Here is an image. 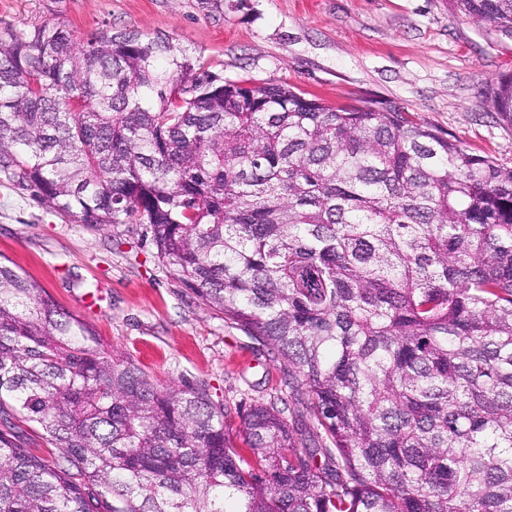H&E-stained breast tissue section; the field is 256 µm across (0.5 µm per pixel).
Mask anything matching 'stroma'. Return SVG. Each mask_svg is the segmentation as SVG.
Returning <instances> with one entry per match:
<instances>
[{
    "mask_svg": "<svg viewBox=\"0 0 512 512\" xmlns=\"http://www.w3.org/2000/svg\"><path fill=\"white\" fill-rule=\"evenodd\" d=\"M44 22L163 32L225 78L332 106L392 102L512 167V124L490 100L512 74V36L448 0H0V28ZM0 256L158 379L207 386L230 407L288 395L287 365L162 267L142 228L77 223L0 179Z\"/></svg>",
    "mask_w": 512,
    "mask_h": 512,
    "instance_id": "35a3bbf8",
    "label": "stroma"
}]
</instances>
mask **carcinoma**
<instances>
[{"mask_svg":"<svg viewBox=\"0 0 512 512\" xmlns=\"http://www.w3.org/2000/svg\"><path fill=\"white\" fill-rule=\"evenodd\" d=\"M450 2L512 34V0ZM492 104L512 123L511 74ZM0 175L81 224L145 227L315 421L238 407L237 447L206 388L113 354L1 258L0 512H512V168L397 105L44 22L0 28Z\"/></svg>","mask_w":512,"mask_h":512,"instance_id":"cac0c4a2","label":"carcinoma"}]
</instances>
